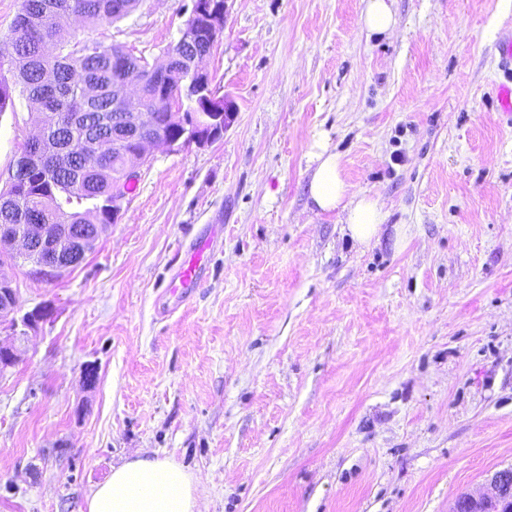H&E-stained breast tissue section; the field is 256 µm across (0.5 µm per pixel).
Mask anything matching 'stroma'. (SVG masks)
Masks as SVG:
<instances>
[{"label": "stroma", "instance_id": "stroma-1", "mask_svg": "<svg viewBox=\"0 0 512 512\" xmlns=\"http://www.w3.org/2000/svg\"><path fill=\"white\" fill-rule=\"evenodd\" d=\"M191 0L70 24L164 59ZM228 0L205 60L223 138L149 149L118 224L52 281L0 266L55 318L0 377V512H87L159 453L205 512H452L512 466V120L496 109L512 0ZM35 129L0 112V190ZM386 215L361 247L308 204L318 139ZM214 233L200 285L166 287ZM96 365L86 387L82 373ZM364 27L371 32H388L395 24L391 4L387 0H367Z\"/></svg>", "mask_w": 512, "mask_h": 512}]
</instances>
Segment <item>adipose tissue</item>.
<instances>
[{
  "label": "adipose tissue",
  "instance_id": "obj_1",
  "mask_svg": "<svg viewBox=\"0 0 512 512\" xmlns=\"http://www.w3.org/2000/svg\"><path fill=\"white\" fill-rule=\"evenodd\" d=\"M308 190L314 209L338 212L342 234L366 245L379 238L385 220L378 199L351 192L340 157L323 141L311 154ZM87 512H200L197 480L169 457L138 455L113 466L87 499Z\"/></svg>",
  "mask_w": 512,
  "mask_h": 512
}]
</instances>
